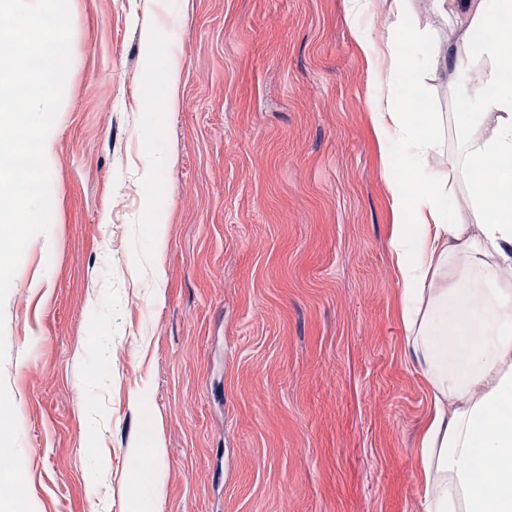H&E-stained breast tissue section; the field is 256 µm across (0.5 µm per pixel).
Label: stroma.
Listing matches in <instances>:
<instances>
[{"mask_svg": "<svg viewBox=\"0 0 512 512\" xmlns=\"http://www.w3.org/2000/svg\"><path fill=\"white\" fill-rule=\"evenodd\" d=\"M154 0H69L50 235L4 306L21 512H423L432 397L399 318L371 71L348 0H168L181 101L146 112ZM453 60L424 78L465 197ZM159 151L167 167L143 174ZM166 215L165 276L144 271Z\"/></svg>", "mask_w": 512, "mask_h": 512, "instance_id": "obj_1", "label": "stroma"}]
</instances>
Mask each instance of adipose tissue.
Segmentation results:
<instances>
[{"instance_id": "1", "label": "adipose tissue", "mask_w": 512, "mask_h": 512, "mask_svg": "<svg viewBox=\"0 0 512 512\" xmlns=\"http://www.w3.org/2000/svg\"><path fill=\"white\" fill-rule=\"evenodd\" d=\"M443 18H463L453 46L459 72L486 62L477 89L459 81L463 130L493 117L488 135L468 138L458 158L466 202L448 196L437 166L443 125L425 111L423 78L435 57V34L411 19L409 0H386L374 37L364 20L372 0H349V24L374 74L368 109L388 173L390 237L400 286V318L432 396L421 437L424 512H512V0H429ZM161 14L143 22L147 48L164 63L151 78L162 96L148 111L179 104L182 60L174 40L159 41ZM477 218L470 232L461 208ZM463 262L449 270L448 259Z\"/></svg>"}]
</instances>
